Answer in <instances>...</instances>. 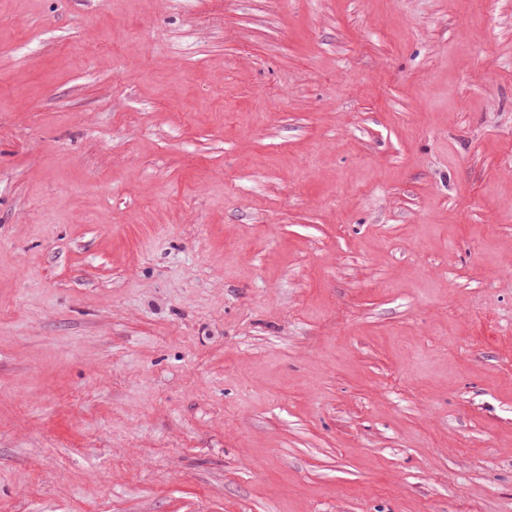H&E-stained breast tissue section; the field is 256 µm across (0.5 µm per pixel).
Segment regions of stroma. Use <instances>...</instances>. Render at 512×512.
<instances>
[{
  "mask_svg": "<svg viewBox=\"0 0 512 512\" xmlns=\"http://www.w3.org/2000/svg\"><path fill=\"white\" fill-rule=\"evenodd\" d=\"M0 512H512V0H0Z\"/></svg>",
  "mask_w": 512,
  "mask_h": 512,
  "instance_id": "obj_1",
  "label": "stroma"
}]
</instances>
